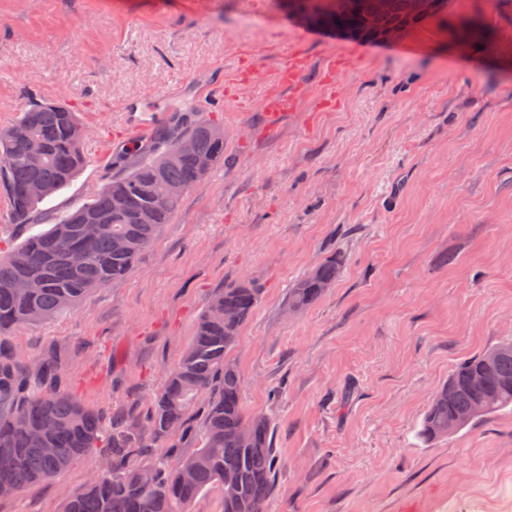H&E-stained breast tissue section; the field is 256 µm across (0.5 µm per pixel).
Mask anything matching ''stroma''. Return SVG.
I'll use <instances>...</instances> for the list:
<instances>
[{"instance_id":"stroma-1","label":"stroma","mask_w":512,"mask_h":512,"mask_svg":"<svg viewBox=\"0 0 512 512\" xmlns=\"http://www.w3.org/2000/svg\"><path fill=\"white\" fill-rule=\"evenodd\" d=\"M297 50L309 98L267 128L261 100ZM56 100L87 128L86 163L30 224L0 185V253L135 161L130 108L208 113L224 157L126 277L1 342L55 352L65 392L144 429L213 295L250 280L231 357L244 409L275 428L269 512H512V412L417 437L455 367L512 338V0H447L394 39L310 26L286 0H0V128ZM337 253L335 285L289 312ZM100 460L0 512H62ZM343 256L338 255L311 270L288 296L289 312H297L318 302L327 288L335 282L342 266Z\"/></svg>"}]
</instances>
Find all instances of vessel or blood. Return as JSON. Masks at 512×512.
Wrapping results in <instances>:
<instances>
[{
  "mask_svg": "<svg viewBox=\"0 0 512 512\" xmlns=\"http://www.w3.org/2000/svg\"><path fill=\"white\" fill-rule=\"evenodd\" d=\"M307 63L306 55L296 53L279 69L275 87L268 90L262 100V109L269 124H278L293 115L307 98L308 89L300 80Z\"/></svg>",
  "mask_w": 512,
  "mask_h": 512,
  "instance_id": "1",
  "label": "vessel or blood"
}]
</instances>
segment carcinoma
I'll return each instance as SVG.
<instances>
[{
  "label": "carcinoma",
  "instance_id": "obj_1",
  "mask_svg": "<svg viewBox=\"0 0 512 512\" xmlns=\"http://www.w3.org/2000/svg\"><path fill=\"white\" fill-rule=\"evenodd\" d=\"M288 0V10L314 14L328 25H352L345 0ZM388 14L377 20L380 33L407 28L427 16L423 0H390ZM85 130L77 113L61 103L34 105L0 129V156L8 167L0 183L9 197L14 223H30L36 206L62 190L83 166ZM179 140L190 149H168ZM143 159L125 166L94 197L64 220L27 238L0 258V335L49 319L77 307L97 288L125 277L137 257L169 223L182 198L199 186L224 156V127L198 116L159 126ZM44 186L40 195L27 187ZM165 183L177 189L168 197L156 194ZM124 207H113V198ZM99 232L90 257L80 266L71 255L81 244L84 229ZM343 256L311 270L288 296V311L318 302L335 282ZM38 284L21 292L19 283ZM261 288L250 280L224 286L199 317L195 334L179 361L169 370L156 396L150 431L158 441L190 437L194 451L171 462L167 455L145 453L137 429L106 426L99 413L60 389L59 364L50 353L39 364L17 363L14 352L0 347V485L22 492L65 472L78 458L103 447L107 473L92 476L71 491L63 512H190L196 498L213 488L222 495L223 512H267L275 487L279 459L274 428L262 413L247 414L242 404L243 376L230 353L240 330L252 315ZM502 356L492 368L484 358ZM484 384L469 386L472 375ZM512 411V339L502 340L482 354L461 362L434 397L419 430L425 441L456 435L477 420ZM202 413V426L189 431L190 419ZM52 448L48 455L44 449ZM193 471L191 481L181 470Z\"/></svg>",
  "mask_w": 512,
  "mask_h": 512
}]
</instances>
